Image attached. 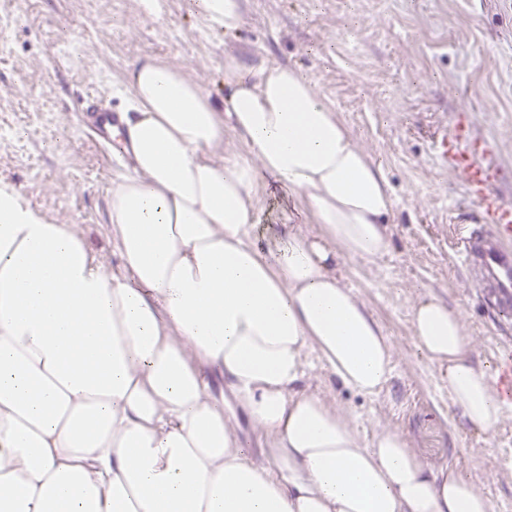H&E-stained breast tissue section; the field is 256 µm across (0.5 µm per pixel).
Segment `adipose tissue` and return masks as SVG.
<instances>
[{"label": "adipose tissue", "instance_id": "1", "mask_svg": "<svg viewBox=\"0 0 512 512\" xmlns=\"http://www.w3.org/2000/svg\"><path fill=\"white\" fill-rule=\"evenodd\" d=\"M191 2L225 33L244 21L241 0ZM224 83L219 103L173 66L134 64L133 172L108 211L120 272L74 225L0 188V512H498L398 430L364 443L304 388L312 353L361 395L391 376L393 346L340 269L390 252L393 195L301 71L228 54ZM229 134L253 165L217 156ZM270 180L316 232L291 224L260 245ZM410 329L451 406L490 440L512 408V368H477L462 312L434 297L416 300ZM240 409L266 458L246 452Z\"/></svg>", "mask_w": 512, "mask_h": 512}]
</instances>
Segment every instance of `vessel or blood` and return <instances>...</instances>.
I'll list each match as a JSON object with an SVG mask.
<instances>
[{
  "label": "vessel or blood",
  "instance_id": "obj_1",
  "mask_svg": "<svg viewBox=\"0 0 512 512\" xmlns=\"http://www.w3.org/2000/svg\"><path fill=\"white\" fill-rule=\"evenodd\" d=\"M79 112L85 114L99 138H106L119 119L101 108L95 97L82 98ZM441 158L451 159L473 207L475 230L462 239L463 263L475 281L502 313L512 314V202L495 189L499 170L493 165L492 145L470 136L465 124L453 126L438 140Z\"/></svg>",
  "mask_w": 512,
  "mask_h": 512
}]
</instances>
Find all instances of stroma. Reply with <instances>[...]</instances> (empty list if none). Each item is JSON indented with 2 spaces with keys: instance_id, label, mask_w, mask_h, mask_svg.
I'll return each instance as SVG.
<instances>
[{
  "instance_id": "stroma-1",
  "label": "stroma",
  "mask_w": 512,
  "mask_h": 512,
  "mask_svg": "<svg viewBox=\"0 0 512 512\" xmlns=\"http://www.w3.org/2000/svg\"><path fill=\"white\" fill-rule=\"evenodd\" d=\"M158 6L0 0V186L48 222L76 225L119 271L107 202L131 169L117 142L99 144L84 126L80 98L129 111L127 74L145 57L179 68L219 100L225 55L255 70L301 69L382 161L396 201L390 253L342 266L395 346L392 377L363 396L337 387L315 358L305 384L348 412L363 441L392 426L432 470H459L498 512H512V410L491 441L472 433L410 332L412 306L428 294L462 311L478 341L476 365L512 351V316L457 262L459 218L470 204L435 148L440 131L466 123L474 138L493 142L500 190L512 199V0H243L244 23L228 35L189 0Z\"/></svg>"
}]
</instances>
